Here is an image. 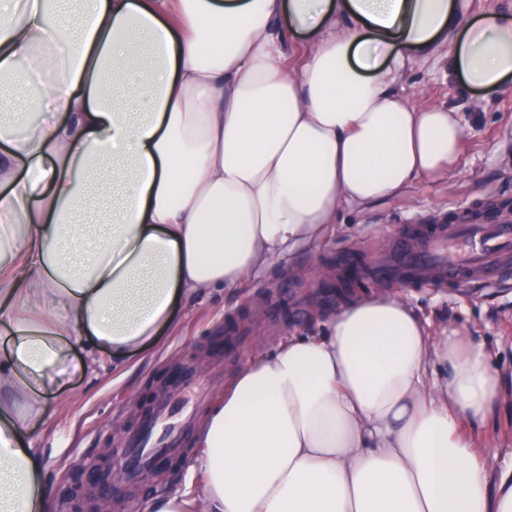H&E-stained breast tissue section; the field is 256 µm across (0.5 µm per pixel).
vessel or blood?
I'll list each match as a JSON object with an SVG mask.
<instances>
[{
	"instance_id": "obj_1",
	"label": "vessel or blood",
	"mask_w": 512,
	"mask_h": 512,
	"mask_svg": "<svg viewBox=\"0 0 512 512\" xmlns=\"http://www.w3.org/2000/svg\"><path fill=\"white\" fill-rule=\"evenodd\" d=\"M512 268V212L502 211L491 222L476 221L468 213L457 214L449 222L424 225L420 244L399 240L393 254L372 260L361 272L364 281L412 279L418 282L450 280L458 285L475 278L492 282ZM180 440H159L146 445L132 439L128 450L129 478L156 465L163 457L176 455Z\"/></svg>"
}]
</instances>
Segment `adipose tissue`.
I'll use <instances>...</instances> for the list:
<instances>
[{
  "instance_id": "adipose-tissue-1",
  "label": "adipose tissue",
  "mask_w": 512,
  "mask_h": 512,
  "mask_svg": "<svg viewBox=\"0 0 512 512\" xmlns=\"http://www.w3.org/2000/svg\"><path fill=\"white\" fill-rule=\"evenodd\" d=\"M451 45L512 84V17L460 0H0V512H48L24 428L88 358L157 341L173 303L233 289L340 210L455 174L454 109L400 90ZM249 360L199 434L195 490L148 512H512L462 433L502 399L482 345L399 297Z\"/></svg>"
}]
</instances>
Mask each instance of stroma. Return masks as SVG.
Returning a JSON list of instances; mask_svg holds the SVG:
<instances>
[{
  "mask_svg": "<svg viewBox=\"0 0 512 512\" xmlns=\"http://www.w3.org/2000/svg\"><path fill=\"white\" fill-rule=\"evenodd\" d=\"M439 63L414 62L407 93L432 103L457 106L464 130L456 173L442 182L419 180L404 192L362 211H340L317 243L261 271L238 288L178 302L175 325L159 345L115 361L98 357L84 374L51 382L44 394V426L24 431L23 440L40 455L51 512H75L67 489L74 477L97 466L111 448L110 466L120 470L130 432L148 410L143 395L155 392L174 367L189 370L187 383L210 389L196 407V422L224 396V385L250 359L267 355L298 335L319 334L311 311L323 303L320 281L335 274L340 255L374 256L377 248L411 232L429 215L449 217L465 209L476 213L489 203H512V92L487 94L468 86L452 68L450 46ZM402 295L427 321L433 336H467L483 345L507 395L483 429L465 428L474 447L483 449L492 474L512 468V276L498 287H458L427 283L384 287ZM198 443L168 467L137 484L112 485L120 512H147L154 495L183 490L198 479L189 468Z\"/></svg>",
  "mask_w": 512,
  "mask_h": 512,
  "instance_id": "35a3bbf8",
  "label": "stroma"
}]
</instances>
